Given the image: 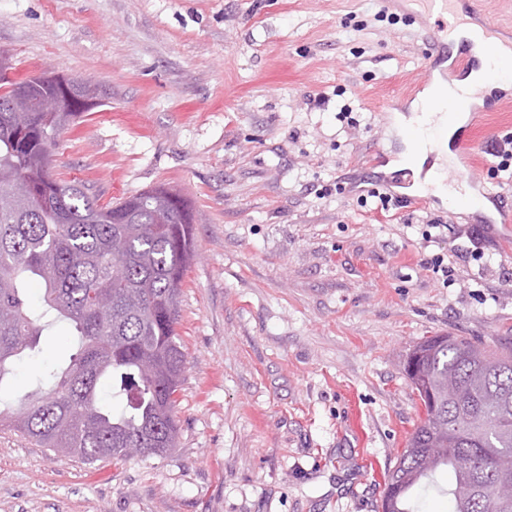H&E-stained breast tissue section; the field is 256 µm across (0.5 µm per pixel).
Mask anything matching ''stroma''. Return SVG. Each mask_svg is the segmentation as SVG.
Listing matches in <instances>:
<instances>
[{"label": "stroma", "mask_w": 512, "mask_h": 512, "mask_svg": "<svg viewBox=\"0 0 512 512\" xmlns=\"http://www.w3.org/2000/svg\"><path fill=\"white\" fill-rule=\"evenodd\" d=\"M433 36L387 0H0L9 78L62 70L104 92L61 134L52 172L105 202L164 182L201 218L178 447L87 463L0 429V512H376L422 414L410 350L446 333L512 342L504 228L438 198L415 207L416 186L390 183L402 145L385 105ZM475 134L477 176L512 205L491 155L512 121ZM376 190L394 195L388 211ZM436 253L447 273L427 267ZM75 343L51 326L0 399Z\"/></svg>", "instance_id": "stroma-1"}]
</instances>
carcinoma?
Instances as JSON below:
<instances>
[{
  "instance_id": "obj_1",
  "label": "carcinoma",
  "mask_w": 512,
  "mask_h": 512,
  "mask_svg": "<svg viewBox=\"0 0 512 512\" xmlns=\"http://www.w3.org/2000/svg\"><path fill=\"white\" fill-rule=\"evenodd\" d=\"M37 94H58L50 73ZM15 82L0 75V388L14 362L39 353L44 332L67 323L78 348L50 385L0 408V426L54 454L93 462L146 458L177 447V395L186 369L176 332L180 296L196 257L195 212L167 187L165 209L140 199L138 223L116 224L128 200L102 203L76 178L49 177L48 164L66 126L96 108L84 95L62 124L42 112H6ZM42 290L41 307L27 288ZM405 373L425 414L384 475L383 512H420V500L448 497L449 512H512V347L486 346L466 336H432L409 354ZM110 380L126 394L115 412L100 396ZM461 390L448 399V382ZM447 469L454 481L436 479Z\"/></svg>"
}]
</instances>
